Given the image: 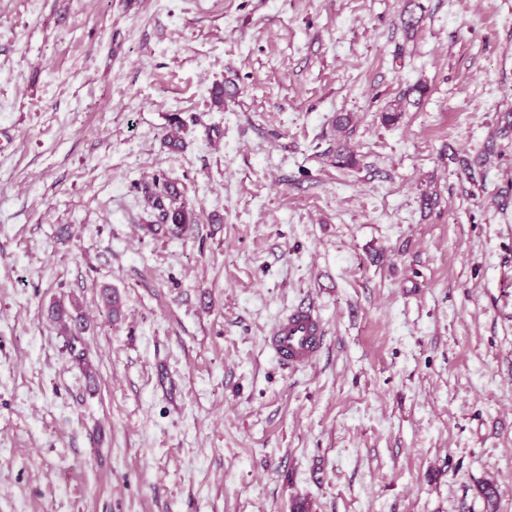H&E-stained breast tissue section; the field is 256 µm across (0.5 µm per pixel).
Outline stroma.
<instances>
[{"label": "stroma", "instance_id": "obj_1", "mask_svg": "<svg viewBox=\"0 0 512 512\" xmlns=\"http://www.w3.org/2000/svg\"><path fill=\"white\" fill-rule=\"evenodd\" d=\"M298 501L512 512V0H0V512ZM144 207L152 214L154 220L147 225V230L155 233L166 226L167 232L180 235L193 224H197L194 211L180 202L178 188L164 177H155L152 184L142 188ZM51 321L56 323L61 333L67 336L66 347L69 349V354L73 359L84 368L88 378H92L90 372V364L87 361L84 349L77 348V343H80L83 334L86 330L85 321L80 311V305L77 301L73 300L69 305L63 303H53L48 311ZM323 341L322 322L311 304L299 306L280 318L265 337V345L273 357L291 367L310 365Z\"/></svg>", "mask_w": 512, "mask_h": 512}]
</instances>
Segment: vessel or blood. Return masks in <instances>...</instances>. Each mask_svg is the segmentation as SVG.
Masks as SVG:
<instances>
[{"label": "vessel or blood", "mask_w": 512, "mask_h": 512, "mask_svg": "<svg viewBox=\"0 0 512 512\" xmlns=\"http://www.w3.org/2000/svg\"><path fill=\"white\" fill-rule=\"evenodd\" d=\"M320 317L312 305H303L280 318L265 338V345L281 364L310 365L323 346Z\"/></svg>", "instance_id": "vessel-or-blood-1"}]
</instances>
